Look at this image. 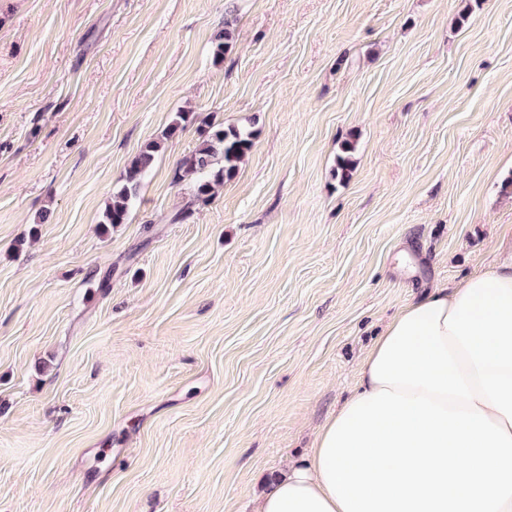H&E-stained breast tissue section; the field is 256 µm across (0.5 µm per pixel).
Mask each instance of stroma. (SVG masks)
Returning <instances> with one entry per match:
<instances>
[{"label": "stroma", "instance_id": "obj_1", "mask_svg": "<svg viewBox=\"0 0 512 512\" xmlns=\"http://www.w3.org/2000/svg\"><path fill=\"white\" fill-rule=\"evenodd\" d=\"M189 109L256 138L176 223ZM511 177L512 0H0V512H254L385 323L512 252ZM235 41V27L232 20H224V30L215 36L212 55L215 62L223 61L224 55L229 52ZM160 145L159 141H150L132 159L122 175L119 185L112 192L110 201L106 204L101 224L113 227L127 223L137 200L140 186L153 167ZM356 144L354 141L346 140L341 145V154L337 156L334 177L339 183H347L351 180L355 171L356 160L354 154Z\"/></svg>", "mask_w": 512, "mask_h": 512}]
</instances>
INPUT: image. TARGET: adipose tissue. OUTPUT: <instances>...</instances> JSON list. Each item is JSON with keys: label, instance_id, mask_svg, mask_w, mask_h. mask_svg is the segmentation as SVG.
Instances as JSON below:
<instances>
[{"label": "adipose tissue", "instance_id": "1", "mask_svg": "<svg viewBox=\"0 0 512 512\" xmlns=\"http://www.w3.org/2000/svg\"><path fill=\"white\" fill-rule=\"evenodd\" d=\"M254 512H512V256L393 315Z\"/></svg>", "mask_w": 512, "mask_h": 512}]
</instances>
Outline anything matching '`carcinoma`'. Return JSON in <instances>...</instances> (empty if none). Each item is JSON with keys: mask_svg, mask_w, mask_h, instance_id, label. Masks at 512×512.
I'll return each instance as SVG.
<instances>
[{"mask_svg": "<svg viewBox=\"0 0 512 512\" xmlns=\"http://www.w3.org/2000/svg\"><path fill=\"white\" fill-rule=\"evenodd\" d=\"M234 41L233 21L226 19L224 30L214 38V61L224 60V55L232 49ZM194 124L197 125L198 144L180 160L172 176L174 184L189 189L188 200L175 216L177 221H185L196 210L208 206L214 198L215 189L236 175L240 163L248 156L254 144V131L251 128L226 127L208 116L203 117L190 111L175 113L162 138L171 139ZM159 148L160 142L150 141L132 159L106 204L102 214L103 224L113 227L127 223L140 186L153 167ZM355 151V142L346 140L342 143L334 170L335 179L342 184L350 181L355 171Z\"/></svg>", "mask_w": 512, "mask_h": 512, "instance_id": "carcinoma-1", "label": "carcinoma"}]
</instances>
